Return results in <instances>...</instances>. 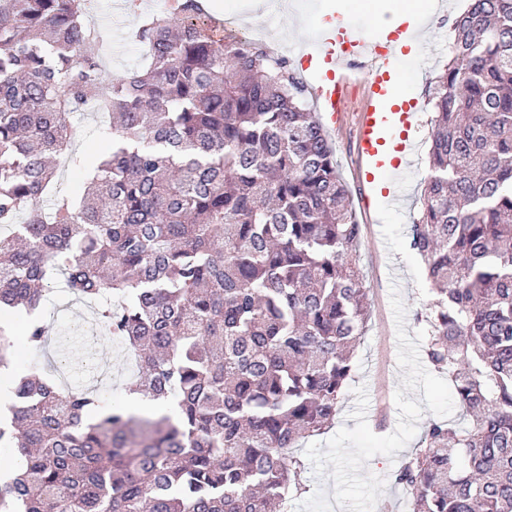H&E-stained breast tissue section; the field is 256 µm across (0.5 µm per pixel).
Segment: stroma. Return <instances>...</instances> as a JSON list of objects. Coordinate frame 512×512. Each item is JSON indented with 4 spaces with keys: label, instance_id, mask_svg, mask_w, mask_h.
<instances>
[{
    "label": "stroma",
    "instance_id": "obj_1",
    "mask_svg": "<svg viewBox=\"0 0 512 512\" xmlns=\"http://www.w3.org/2000/svg\"><path fill=\"white\" fill-rule=\"evenodd\" d=\"M88 21L118 19L103 53L111 76H124L145 62L143 52L128 40L137 14L116 15L115 0H92ZM207 16L223 17L236 11L247 16L244 26L229 27L232 35H243L246 26L271 33L287 31L289 40L313 36L324 12L344 14L354 25H370L369 16L349 7L347 0H293L290 8L261 0L256 14H249V0H206ZM464 0H449L448 18L433 23V32L417 47L413 58L403 59L400 72L407 96L418 101L415 137L419 153L407 176L406 208L393 210L375 198L368 184L357 175L355 148L357 112L363 97L366 74L356 71L349 93L352 97L344 122L330 130L336 161L349 187V198L362 226L359 268L369 289L371 315L356 350L354 369L333 425L322 435L306 439L297 453L307 464L308 493L293 501L290 512H410L408 498L391 474L418 447L429 421L450 420L463 426L447 375L428 363L424 347L428 336L423 312L429 285L419 258L407 245V230L416 219L428 173V149L434 116L429 85L447 62L454 41L451 17L460 13ZM79 130L72 156L58 167L56 190L82 196L87 185L85 166L92 156L112 140L105 121L94 112L78 113ZM40 314L48 326L49 344L36 355H24L18 368L34 367L56 373L59 368L79 370L84 351L74 333L93 313L84 302L74 300L60 286L45 296Z\"/></svg>",
    "mask_w": 512,
    "mask_h": 512
}]
</instances>
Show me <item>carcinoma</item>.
<instances>
[{
  "label": "carcinoma",
  "mask_w": 512,
  "mask_h": 512,
  "mask_svg": "<svg viewBox=\"0 0 512 512\" xmlns=\"http://www.w3.org/2000/svg\"><path fill=\"white\" fill-rule=\"evenodd\" d=\"M85 0H0V310L57 280L110 296L104 335L172 411L14 377L0 416V512H288L299 442L339 410L364 334L361 227L286 58L211 39L200 0L143 15L147 64L102 65ZM430 95L429 174L409 248L430 283L425 354L466 426H426L394 473L411 512H512V0H471ZM104 112L92 196L55 191L74 114ZM47 197L50 207L37 201ZM0 322V372L16 357Z\"/></svg>",
  "instance_id": "carcinoma-1"
}]
</instances>
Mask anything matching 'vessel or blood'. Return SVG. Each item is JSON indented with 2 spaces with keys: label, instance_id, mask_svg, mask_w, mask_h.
<instances>
[{
  "label": "vessel or blood",
  "instance_id": "vessel-or-blood-1",
  "mask_svg": "<svg viewBox=\"0 0 512 512\" xmlns=\"http://www.w3.org/2000/svg\"><path fill=\"white\" fill-rule=\"evenodd\" d=\"M421 27L405 23L398 28L383 29L370 37L339 15L325 16L318 31L292 47L303 69L313 74L308 89L331 123H338L347 103L350 84L347 72L351 64L363 62L367 70L364 103L356 126L357 151L366 169L363 178L374 182V169L390 166L388 182L381 190L386 202L401 207L407 192L404 179L414 166L418 147L406 131L413 120L415 104L404 101L385 105L387 83L399 68L400 43H419Z\"/></svg>",
  "mask_w": 512,
  "mask_h": 512
}]
</instances>
